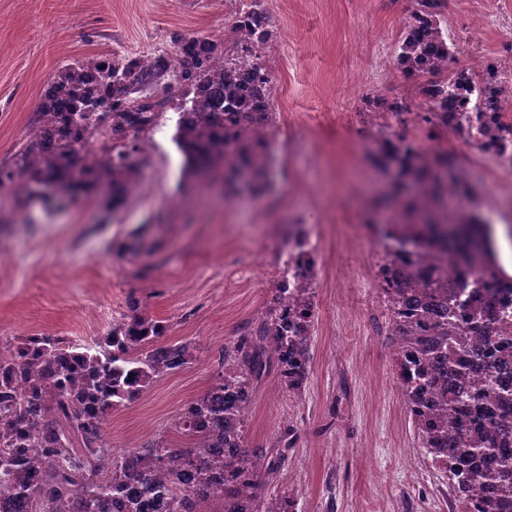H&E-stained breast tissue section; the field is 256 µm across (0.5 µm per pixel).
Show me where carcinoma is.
Wrapping results in <instances>:
<instances>
[{"label":"carcinoma","instance_id":"1","mask_svg":"<svg viewBox=\"0 0 512 512\" xmlns=\"http://www.w3.org/2000/svg\"><path fill=\"white\" fill-rule=\"evenodd\" d=\"M395 51L394 66L416 89L426 108L413 113L417 125L448 129V110L461 102L455 131L475 125L485 151L509 143L497 119L496 100L506 101L512 81L492 69L481 86L470 72L454 68L449 33L440 27L447 0H416ZM272 26L262 0L232 20L224 41L174 37L178 58L168 50L153 56L119 57L100 63L85 58L51 78L39 125L20 147V164L0 168V185H51L59 198L111 190L107 204L122 202L135 176V154L156 124L150 98L131 94L166 83L182 92L186 119L174 140L184 174L200 182L219 172L229 178L246 170L267 172L273 125V79L263 62ZM373 116L410 114L405 99L384 97L367 104ZM382 163L422 186L411 207L392 220L411 233L413 251L386 247L381 290L404 406L425 455L444 465L448 487L461 512H512V275L497 259L490 225L477 214H448V156L424 152L407 137L389 135L379 144ZM453 251L456 282L448 265L431 255ZM316 261L301 269L292 295L276 287L267 311L246 331L224 343L218 381L180 413L178 448L152 443L138 449L135 466L119 465L97 449L103 426L84 413L81 395L98 401L101 420L136 401L158 379L192 360L191 344H161L168 326L142 312L132 298L112 328L92 345L43 334L0 351V484L12 497L5 512H140L155 503L160 512H296L286 495L268 493L288 462L294 430L285 427L270 448L244 446V420L256 385L276 375L289 394L300 395L309 375L314 321ZM469 284L481 300L460 301L456 288ZM80 437L77 453L71 434ZM27 448V460L18 449ZM192 472L196 484L181 475ZM138 477L136 495L127 481Z\"/></svg>","mask_w":512,"mask_h":512}]
</instances>
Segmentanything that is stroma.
<instances>
[{"label":"stroma","mask_w":512,"mask_h":512,"mask_svg":"<svg viewBox=\"0 0 512 512\" xmlns=\"http://www.w3.org/2000/svg\"><path fill=\"white\" fill-rule=\"evenodd\" d=\"M225 0H0V166L12 167L34 127L48 79L88 56L147 57L172 35L224 37ZM274 27L264 61L275 84L274 157L265 195H238L228 209L216 190L182 176L174 133L180 96L166 98L146 133L144 157L127 195L109 208L98 192L49 201L30 188L0 187V350L32 334L92 343L137 298L165 321L168 341H190L191 363L112 413L113 448L180 444L174 420L218 379V352L272 295L267 269L276 224H305L319 262L309 377L292 397L276 378L254 390L247 447H269L285 426L296 440L272 493L297 512H460L405 412L386 316L369 269L378 260L373 226L395 184L375 161L384 133L404 134L429 153H448L471 186L457 216L479 212L498 243L512 240L511 185L493 159L467 142L433 136L412 121L388 128L368 118L374 96L410 99L414 83L393 52L415 0H263ZM459 67L512 58V0H448L444 18Z\"/></svg>","instance_id":"35a3bbf8"}]
</instances>
